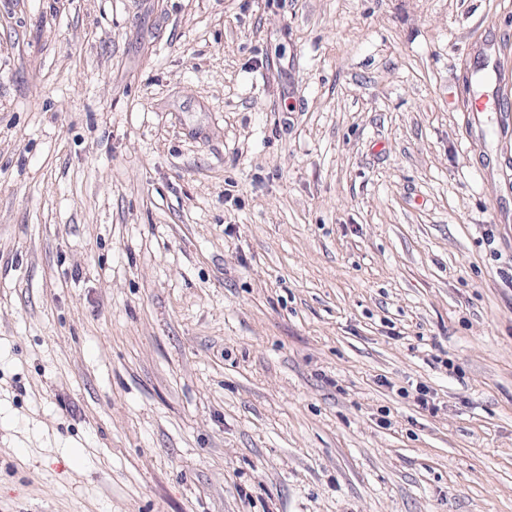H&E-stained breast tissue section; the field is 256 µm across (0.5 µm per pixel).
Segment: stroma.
I'll return each instance as SVG.
<instances>
[{"instance_id": "stroma-1", "label": "stroma", "mask_w": 512, "mask_h": 512, "mask_svg": "<svg viewBox=\"0 0 512 512\" xmlns=\"http://www.w3.org/2000/svg\"><path fill=\"white\" fill-rule=\"evenodd\" d=\"M503 69L512 0H0V512H512Z\"/></svg>"}]
</instances>
